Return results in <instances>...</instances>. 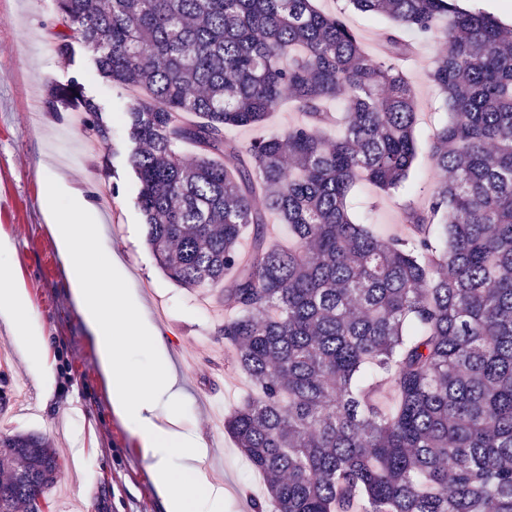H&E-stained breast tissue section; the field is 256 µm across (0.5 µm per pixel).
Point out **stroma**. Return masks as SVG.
<instances>
[{"label": "stroma", "instance_id": "obj_1", "mask_svg": "<svg viewBox=\"0 0 512 512\" xmlns=\"http://www.w3.org/2000/svg\"><path fill=\"white\" fill-rule=\"evenodd\" d=\"M316 5L342 15L368 54H381L389 19L347 9L345 0H316ZM59 30L53 0H0V237L11 244L10 252L0 256V274H10L13 285L24 290L29 341L47 342L24 356L14 330L0 319V347L12 354L10 380L30 385L27 400L13 401L0 418V432L38 433L60 453L58 481L47 494L48 512H166L140 441L111 408L93 340L72 301L42 198L45 166L51 163L105 220L104 245L85 253L84 262L102 268L109 253L118 254L129 286L166 340L189 398L186 422L209 450L205 467L210 478L224 487V512H251L250 500L263 496L264 483L247 468L223 419L213 415L218 406L231 412L249 390L229 366L224 341L216 334L224 310L212 303L208 289L182 288L159 267L137 205L138 182L125 140L128 93L97 75L91 51L77 50L68 60L58 57L52 35ZM439 48L434 40L416 42L403 63L420 112L418 157L405 188L386 193L362 181L351 195L355 217L384 236L398 234L402 211L418 204L438 178L428 148L435 129L449 118L429 77ZM73 78L99 105L100 119L112 131L109 144L90 142L84 114L48 111L49 86ZM161 302L168 306L163 318L156 313ZM45 367L55 372L48 397L36 378Z\"/></svg>", "mask_w": 512, "mask_h": 512}]
</instances>
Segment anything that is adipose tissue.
<instances>
[{
  "label": "adipose tissue",
  "instance_id": "adipose-tissue-1",
  "mask_svg": "<svg viewBox=\"0 0 512 512\" xmlns=\"http://www.w3.org/2000/svg\"><path fill=\"white\" fill-rule=\"evenodd\" d=\"M43 195L53 203L61 197L70 200L68 207L54 205L47 215L66 263L72 298L94 340L111 403L139 437L153 481L166 496L168 512H224V488L203 468L205 444L185 427L178 406L184 393L170 367L164 339L138 309L123 265L113 258L105 268L92 269L82 261L83 254L98 249L104 239L93 206L52 174L45 178ZM132 336L156 360L151 376L133 374L122 362Z\"/></svg>",
  "mask_w": 512,
  "mask_h": 512
}]
</instances>
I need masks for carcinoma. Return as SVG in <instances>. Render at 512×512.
I'll use <instances>...</instances> for the list:
<instances>
[{"label":"carcinoma","instance_id":"carcinoma-1","mask_svg":"<svg viewBox=\"0 0 512 512\" xmlns=\"http://www.w3.org/2000/svg\"><path fill=\"white\" fill-rule=\"evenodd\" d=\"M54 3L72 31L56 55L80 43L131 92L156 261L232 311L218 334L253 396L224 430L264 478L252 512H512V40L498 18L455 0H348L395 24L373 57L313 0ZM400 30L442 45L430 80L451 120L429 148L441 177L382 237L351 218L349 195L362 179L399 188L417 157ZM286 95L300 122L244 146L228 136ZM46 106L85 113L109 141L79 79ZM272 216L294 246L268 243ZM59 469L45 437L0 433V512H43Z\"/></svg>","mask_w":512,"mask_h":512}]
</instances>
